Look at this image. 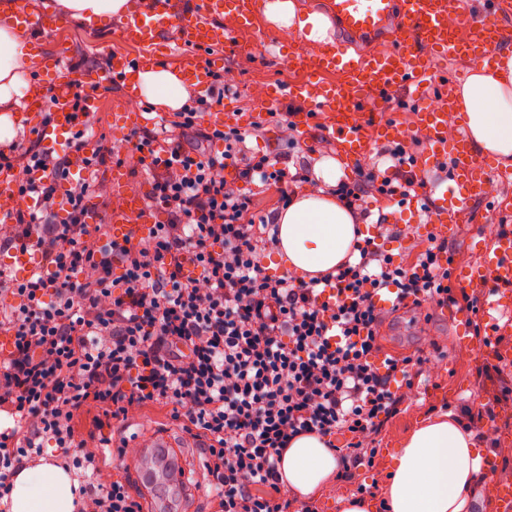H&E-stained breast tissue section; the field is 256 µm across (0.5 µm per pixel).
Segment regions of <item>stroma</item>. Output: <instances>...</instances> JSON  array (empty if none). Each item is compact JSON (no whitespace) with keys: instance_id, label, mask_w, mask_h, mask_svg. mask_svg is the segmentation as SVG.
<instances>
[{"instance_id":"obj_1","label":"stroma","mask_w":512,"mask_h":512,"mask_svg":"<svg viewBox=\"0 0 512 512\" xmlns=\"http://www.w3.org/2000/svg\"><path fill=\"white\" fill-rule=\"evenodd\" d=\"M122 22V17L115 16L107 25L94 28L68 20L53 31L42 33L41 38L48 54L63 55L66 63L79 61L85 70L101 72L111 55L135 59L142 54L141 47L120 38ZM258 26L255 33L232 31L228 42L214 50L215 56L222 60L225 73L232 76L235 89L234 95L224 99V112L240 115L261 111L260 89L302 79L301 73L272 61L257 45L258 33L276 37L281 34V27L263 17L259 18ZM99 92L97 130L111 140L117 136L112 125L113 113L127 111L132 105L142 112L152 109L146 100L135 98L122 79L103 83ZM249 146L254 151L279 157L283 166L291 170L302 166L311 168L321 159L339 156L337 150L324 148L315 135L302 141L300 148L290 149L286 133L275 125L269 126L262 138L250 140ZM492 181L495 188L490 202L471 208L456 235L457 265L468 266L483 260L485 249L494 244L489 226L503 221L512 225V212H503L495 206L496 201L512 198V175L504 178L496 174ZM381 347L387 356L402 358L416 353L426 357L430 374L421 378L418 388L409 394L400 412L384 423L376 438L375 466H360L355 469L351 482L338 484L336 493L312 499L313 512H337V496H348L354 494L358 486L384 481L389 454L423 415L445 409L460 415L466 413L475 423L493 422L500 434L512 433V400H500L497 379L479 377L482 361L475 350L457 346L456 326L447 309L436 306L425 311L409 308L388 316ZM187 425V420H172L169 407L146 404L135 409L128 421L113 424L111 437L118 443L131 440L133 434L156 430L183 435Z\"/></svg>"}]
</instances>
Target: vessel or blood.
Masks as SVG:
<instances>
[{
	"label": "vessel or blood",
	"instance_id": "1",
	"mask_svg": "<svg viewBox=\"0 0 512 512\" xmlns=\"http://www.w3.org/2000/svg\"><path fill=\"white\" fill-rule=\"evenodd\" d=\"M254 0H132L120 33L137 43L148 56H155L168 33L198 49L222 46L228 31L224 19L236 28L254 27ZM324 10L337 30L354 41L383 39L389 44L382 53L360 52L349 55L329 42H314L307 47H289L283 59L289 68L302 72L301 82L276 91V98L313 99L327 110L324 135L336 142L347 163L365 159L373 142L401 141L407 129L386 117L393 98L409 86L437 83L453 91L456 79L437 70L436 60L450 59L471 65L493 64L498 54L512 47V0H325ZM0 12L23 28L40 25L28 8L27 0H0ZM463 23L469 34L459 39L453 22ZM320 72L338 74L339 84L316 82ZM43 109L41 93H34L30 109L11 113L15 127L34 131L43 148L64 153L75 131L67 98L52 105L49 119H39ZM426 150L416 160L417 169L429 167L440 157L454 161L452 183L442 191L431 208V220L422 225L425 235L447 237L457 215L472 203L486 199L491 162L479 155L469 142L465 128L456 136L448 134V114L420 107L416 130ZM16 190L12 179L0 173V223H10L16 208ZM154 228L150 211L141 197H124L123 207L113 219L114 240H138L148 237ZM38 256L30 250L14 248L4 264L21 276L36 267ZM455 281L462 286L512 283V233L499 237L483 263L458 268ZM193 441L186 436L159 433L146 436L141 453L133 465L141 494L154 498L160 481H168L176 494L189 495L185 485L186 450Z\"/></svg>",
	"mask_w": 512,
	"mask_h": 512
}]
</instances>
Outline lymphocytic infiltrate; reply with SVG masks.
Returning <instances> with one entry per match:
<instances>
[{
  "mask_svg": "<svg viewBox=\"0 0 512 512\" xmlns=\"http://www.w3.org/2000/svg\"><path fill=\"white\" fill-rule=\"evenodd\" d=\"M210 78V97L188 98L159 129L103 138L91 151L86 135L96 116L66 81L51 95L67 96L73 112L67 153L23 134L0 144V172L20 201L0 233L41 259L23 278L0 268V335L11 339L0 354V412L14 420L0 432V497L19 465L51 441L80 471L79 512H144L125 484L99 481L98 449L78 438L75 420L93 407L103 428L152 402L208 437L213 512H308L278 493L289 443L304 434L344 436L336 478L347 481L350 463L374 464L376 435L423 374L418 355L376 363L384 315L375 295L394 289L402 307L465 300L481 331L483 292L458 297L455 254L444 238L430 239L410 266L367 237L354 241L357 258L335 273L306 281L268 275L263 259L276 227L252 217L245 188L281 185L285 206L293 184L312 177L246 144L266 124L292 127L290 113L267 109V121L244 129L206 124L230 91L222 70ZM418 146L385 147L390 173L372 161L337 183L333 194L356 223L370 216L366 196L404 200L426 186L427 176L412 169ZM110 164L147 177L145 205L163 216L148 238L112 239L118 204L98 180ZM75 166L84 178L73 179ZM330 287L333 302L324 297Z\"/></svg>",
  "mask_w": 512,
  "mask_h": 512,
  "instance_id": "1",
  "label": "lymphocytic infiltrate"
}]
</instances>
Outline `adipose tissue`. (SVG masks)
<instances>
[{
  "label": "adipose tissue",
  "instance_id": "1",
  "mask_svg": "<svg viewBox=\"0 0 512 512\" xmlns=\"http://www.w3.org/2000/svg\"><path fill=\"white\" fill-rule=\"evenodd\" d=\"M129 0H57L63 14L90 27L126 12ZM267 17L288 28L307 31L311 40L328 38L330 22L320 13H297L293 0H268ZM28 57L20 31L0 28V104H19L28 88L19 71ZM133 88L149 103L179 110L188 92L178 71L144 65L131 74ZM474 148L512 165V54L491 67L474 69L454 92ZM319 189L297 190L276 216L279 226L274 259L297 278L324 274L345 260L357 227L351 214L328 192L341 175L336 159L315 166ZM478 433L453 412L418 421L390 455L384 497L386 512H476L477 490L487 476L481 468ZM283 483L292 493L309 497L327 490L337 472L336 453L318 435L296 438L280 462ZM74 484L54 457L19 468L13 476L8 512H74Z\"/></svg>",
  "mask_w": 512,
  "mask_h": 512
}]
</instances>
